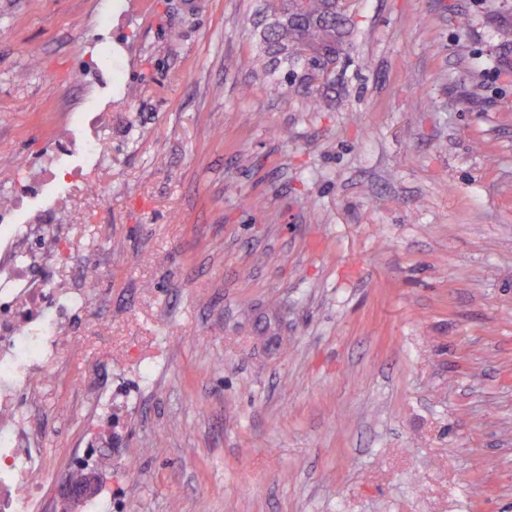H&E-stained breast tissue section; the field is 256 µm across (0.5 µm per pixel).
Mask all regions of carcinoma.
I'll return each mask as SVG.
<instances>
[{"mask_svg": "<svg viewBox=\"0 0 512 512\" xmlns=\"http://www.w3.org/2000/svg\"><path fill=\"white\" fill-rule=\"evenodd\" d=\"M348 0H261L253 19L259 54L256 71L332 69L336 53H344L350 37Z\"/></svg>", "mask_w": 512, "mask_h": 512, "instance_id": "carcinoma-1", "label": "carcinoma"}]
</instances>
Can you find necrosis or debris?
I'll return each instance as SVG.
<instances>
[{"instance_id":"necrosis-or-debris-1","label":"necrosis or debris","mask_w":512,"mask_h":512,"mask_svg":"<svg viewBox=\"0 0 512 512\" xmlns=\"http://www.w3.org/2000/svg\"><path fill=\"white\" fill-rule=\"evenodd\" d=\"M60 179V167L49 164L18 182L0 206V512H51L41 480L48 461L33 445L37 413L27 386L36 374L57 380L65 365L59 350L71 342L66 323L90 309L82 283L53 286L69 246L55 207L30 209Z\"/></svg>"}]
</instances>
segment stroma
Wrapping results in <instances>:
<instances>
[{"mask_svg": "<svg viewBox=\"0 0 512 512\" xmlns=\"http://www.w3.org/2000/svg\"><path fill=\"white\" fill-rule=\"evenodd\" d=\"M258 5L0 0V197L112 114L59 214L111 306L31 384L44 482L94 379L103 512H512V0H351L317 112L254 73ZM112 38L120 84L81 83Z\"/></svg>", "mask_w": 512, "mask_h": 512, "instance_id": "1", "label": "stroma"}]
</instances>
